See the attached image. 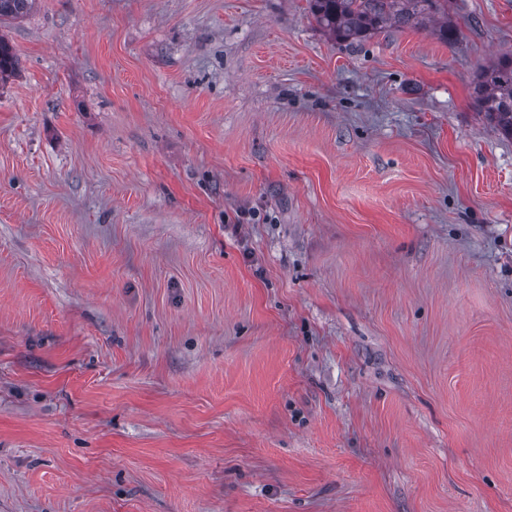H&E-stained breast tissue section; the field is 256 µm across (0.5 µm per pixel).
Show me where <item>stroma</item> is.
<instances>
[{"label": "stroma", "mask_w": 512, "mask_h": 512, "mask_svg": "<svg viewBox=\"0 0 512 512\" xmlns=\"http://www.w3.org/2000/svg\"><path fill=\"white\" fill-rule=\"evenodd\" d=\"M0 24V512H512V0ZM317 24L339 41L362 42L389 28L423 29L452 43L459 31L448 22V0H308ZM473 100L483 113L512 137V57L498 59L477 78Z\"/></svg>", "instance_id": "stroma-1"}]
</instances>
